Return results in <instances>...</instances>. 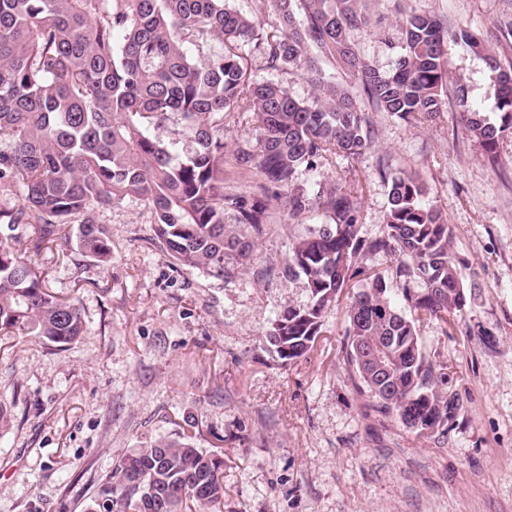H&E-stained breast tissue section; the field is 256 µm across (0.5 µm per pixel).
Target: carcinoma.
<instances>
[{
  "instance_id": "obj_1",
  "label": "carcinoma",
  "mask_w": 512,
  "mask_h": 512,
  "mask_svg": "<svg viewBox=\"0 0 512 512\" xmlns=\"http://www.w3.org/2000/svg\"><path fill=\"white\" fill-rule=\"evenodd\" d=\"M275 22L265 30L226 0H0V193L20 190L0 207V224H27L32 249L63 240L101 264L112 240L90 212L142 201L154 214L155 234L176 265L216 276L246 260L268 205L288 216L318 209L326 222L296 238L284 274L304 277L305 305L290 306L263 342L285 364L309 354L324 311L350 281L341 345L352 385L423 436L444 435L463 404L446 365L423 350L419 324L448 323L474 289L451 257L448 219L426 200L413 174H394L377 162L386 182V234L360 235L357 195L330 179L298 185L303 171L321 173L336 158L358 159L374 143L371 114L405 122L432 121L448 103L462 129L499 165V144L512 133V60L485 54L497 73L492 120L468 106L463 78L448 75V24L431 12L410 14L400 37L381 39L396 57L392 68L371 65L357 36L371 25L362 0H270ZM274 69L295 67L316 94L294 98L275 82L256 83L249 58ZM329 62L356 80L349 90L322 68ZM251 112L255 145L233 152L234 167L255 175L241 191L225 170L224 113ZM179 114L185 129L165 143L151 135ZM397 258L391 276L403 282L407 316L388 296L385 275L363 265L373 253ZM79 304L53 293L38 270L0 240V332L50 344L82 335ZM390 347V369L379 372L363 349ZM224 462L185 440L165 436L116 461L85 512H186L224 500Z\"/></svg>"
}]
</instances>
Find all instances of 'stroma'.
<instances>
[{
	"label": "stroma",
	"instance_id": "35a3bbf8",
	"mask_svg": "<svg viewBox=\"0 0 512 512\" xmlns=\"http://www.w3.org/2000/svg\"><path fill=\"white\" fill-rule=\"evenodd\" d=\"M379 28L361 37L369 61L389 68L379 32L401 14L430 11L449 29L485 37L512 18V0H367ZM448 72L463 76L471 106L492 111L495 75L482 54L447 44ZM252 81L276 82L296 99L315 90L295 71L251 62ZM370 153L337 159L324 174L358 194L361 234L385 233L388 188L376 171L418 172L427 198L448 218L453 252L480 293L447 323L424 322L425 353L446 363L463 409L447 435L408 431L376 412L344 369V304L327 308L307 357L280 365L262 337L287 306L309 300L304 278L283 269L316 210L290 220L269 206L252 254L231 278L176 267L143 203L93 213L112 239L99 265L66 244L27 252L28 225L12 247L29 255L59 296L81 307L74 343L48 346L0 334V404L13 414L0 432V512H84L113 462L157 437L191 436L224 462L221 512H512V135L500 167L460 128L456 109L432 121L373 116Z\"/></svg>",
	"mask_w": 512,
	"mask_h": 512
}]
</instances>
